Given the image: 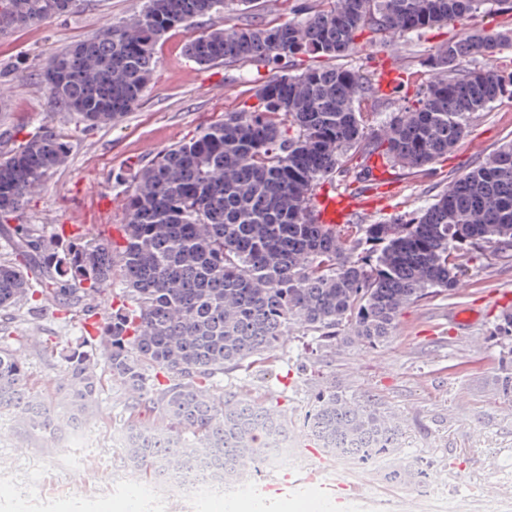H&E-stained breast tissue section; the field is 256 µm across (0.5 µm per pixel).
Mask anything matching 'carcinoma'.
Returning a JSON list of instances; mask_svg holds the SVG:
<instances>
[{"instance_id": "cac0c4a2", "label": "carcinoma", "mask_w": 512, "mask_h": 512, "mask_svg": "<svg viewBox=\"0 0 512 512\" xmlns=\"http://www.w3.org/2000/svg\"><path fill=\"white\" fill-rule=\"evenodd\" d=\"M76 0H0V30L73 9ZM252 0H145L136 17L55 55L45 80L51 97L88 126L110 125L136 104L159 64L158 40ZM304 19L265 28L226 26L186 47L198 65L256 64L282 72L255 92L251 110L163 149L139 168L118 237L36 224L9 225L68 157L50 128L0 155V224L10 253L0 261V338L22 306L52 302L84 316L85 336L59 349L66 382L48 395L0 346V414L41 446L76 423L96 421L98 359L131 397L124 422L127 465L174 487L176 474L228 483L264 469V451L288 437L284 416L266 401L208 381L226 367L270 358L292 324L336 341H388L401 310L432 288L453 290L473 264L512 258V141L455 177L425 209L393 224L318 222L317 190L345 177L356 155L418 172L462 139L471 119L512 85L492 68L458 72L461 60H493L512 43V0H321ZM496 7L505 20L450 39L425 61L430 79L377 130L356 107L372 76L341 63L365 30L382 38L448 23ZM307 58L294 73L286 64ZM120 289L112 314L95 318V297ZM306 427L316 448L369 462L401 448L404 425L373 401L336 387L319 393ZM431 463L385 480L420 487Z\"/></svg>"}]
</instances>
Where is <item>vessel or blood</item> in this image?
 I'll return each instance as SVG.
<instances>
[{
	"mask_svg": "<svg viewBox=\"0 0 512 512\" xmlns=\"http://www.w3.org/2000/svg\"><path fill=\"white\" fill-rule=\"evenodd\" d=\"M355 199L325 196L320 201L319 221L323 224L342 223L357 208ZM285 494L288 501L296 503L298 512H345L353 493L347 486L326 479L320 474L305 476L288 474L273 478L271 482L252 485L251 498L268 504L271 494Z\"/></svg>",
	"mask_w": 512,
	"mask_h": 512,
	"instance_id": "obj_1",
	"label": "vessel or blood"
}]
</instances>
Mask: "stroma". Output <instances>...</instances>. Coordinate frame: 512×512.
<instances>
[{"mask_svg": "<svg viewBox=\"0 0 512 512\" xmlns=\"http://www.w3.org/2000/svg\"><path fill=\"white\" fill-rule=\"evenodd\" d=\"M145 0H81L72 11L0 32V150L51 127L70 140L65 164L46 189L33 195L16 221L20 224H83L96 229L105 219L125 221L134 172L156 151L186 140L230 111L256 105L259 84L272 77L268 67L201 66L190 61L186 43L198 32L221 26L267 27L304 18L315 0H255L245 10L198 19L196 26L169 31L156 44L158 68L141 100L114 124L87 127L56 105L43 72L58 52L95 35L112 23L136 16ZM496 14L471 17L466 27L440 26L379 40L363 32L348 65L366 74L395 60L406 79L396 92L373 94L359 104L369 127L378 128L427 81L425 60L441 44L466 29L489 28ZM512 140V92L504 93L474 118L447 158L413 174L391 168L381 187L364 192L357 224H382L429 206L449 181ZM512 306V261L488 259L471 266L459 288L439 290L406 309L390 340L375 349L359 344L322 346L317 334L294 327L265 363L228 369L212 380L216 396L233 388L258 396L288 417L294 451L305 468L341 467L340 459L315 454L305 416L315 395L329 385L359 400H375L405 424L400 453L384 466L356 468L350 484L358 489L348 512H404L411 490L386 482L384 468L419 459L431 461L432 512L455 503L459 512H487L484 498L497 486L500 512H512V400L496 385L501 368L512 365V350L497 340L495 327L504 305ZM464 307L470 326L449 320ZM81 334L79 318L48 305L24 315L8 343L33 374L35 392L67 375L56 347ZM98 372V429L87 442L31 448L9 416H0V512L18 504L25 512H77L84 504L123 500L137 492V478L123 463L112 433L124 423L127 392L109 380L106 363Z\"/></svg>", "mask_w": 512, "mask_h": 512, "instance_id": "1", "label": "stroma"}]
</instances>
